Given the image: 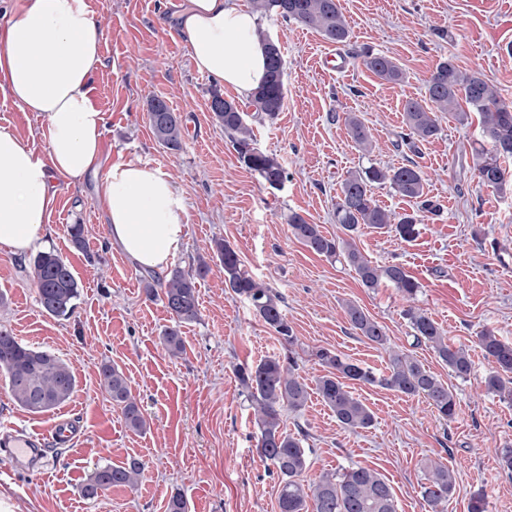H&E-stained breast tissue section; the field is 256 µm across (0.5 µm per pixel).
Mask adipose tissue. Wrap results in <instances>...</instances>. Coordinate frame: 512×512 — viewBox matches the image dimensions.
I'll return each instance as SVG.
<instances>
[{"label": "adipose tissue", "instance_id": "obj_1", "mask_svg": "<svg viewBox=\"0 0 512 512\" xmlns=\"http://www.w3.org/2000/svg\"><path fill=\"white\" fill-rule=\"evenodd\" d=\"M177 30L201 74L250 98L266 74L257 17L235 0H185ZM102 28L88 0H19L0 28V89L42 121L46 154L0 126V245L23 255L45 243L53 180L100 175L113 248L165 273L186 236V203L170 176L138 160L104 165V112L91 96Z\"/></svg>", "mask_w": 512, "mask_h": 512}]
</instances>
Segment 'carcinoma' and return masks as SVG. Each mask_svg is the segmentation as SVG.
<instances>
[{
	"label": "carcinoma",
	"instance_id": "carcinoma-1",
	"mask_svg": "<svg viewBox=\"0 0 512 512\" xmlns=\"http://www.w3.org/2000/svg\"><path fill=\"white\" fill-rule=\"evenodd\" d=\"M250 3L252 10L262 17L278 15L342 46L350 40V28L339 0H250ZM358 57L382 82L398 84L405 79L399 64L386 54L364 48ZM425 88L426 101L409 99L404 104L405 129L399 135V147L415 153L418 144L438 136L444 118L465 127L476 114L480 138L472 149V158L478 182L506 192L512 187V172L504 167L512 159V101L503 99L482 73L463 72L450 58L436 65ZM285 91L284 58L269 53L265 79L249 100L253 113L244 112L243 106L233 99L224 102V111L213 113L214 121L224 128V135L239 161L258 173L263 184L272 190L282 188L288 173L276 156L256 147L252 120L274 122L282 111ZM148 121L160 145L169 150L181 147L183 125L177 113L150 112ZM343 121L356 148L364 155L371 154L373 137L359 116L346 112ZM376 185H384L412 202L413 210L397 215L380 207L372 195ZM425 185L424 172L413 162L393 168L372 164L349 170L341 179L336 195L335 219L343 236L325 234L321 225L309 223L297 212L288 213V227L293 237L313 253L346 264L363 287L374 291L389 284L395 288L408 303L404 316L413 345L427 346L456 377L465 379L473 369L468 350L451 343L427 311L416 305L420 283L400 264L374 263L356 243L357 234L364 227L393 232L404 241L416 238L423 218L443 212L439 201L425 191ZM213 254L223 269L225 287L249 302L255 316L278 335L286 350L283 355L266 356L256 364L236 369L253 411L256 452L273 467L279 479L278 512H397L391 485L379 473L362 465L324 472L312 482H306L310 449L303 447V441L307 432L302 428L295 433L288 432L284 414L300 412L315 393L344 428L355 432L368 429L374 424V414L352 391L354 384H368L407 397H420L440 419L448 422L458 411L455 391L410 353L390 347L384 326L353 301L343 304L347 321L357 335L388 353L386 370L377 372L328 348H317L310 356L323 367L325 374L315 379L314 387H309L296 372L298 339L288 325L282 296L245 270L238 252L229 243L214 240ZM31 269L43 311L53 318L69 317L79 296L78 282L69 262L53 249L40 251L33 257ZM210 271L209 261L199 256L192 260L188 270L176 266L162 279L151 274L142 279L146 297L160 300L175 323L162 336V345L172 357H179L185 351L180 327L200 320L198 284ZM477 339L490 366L484 378L486 391L503 402H512V342L501 339L488 327ZM0 369L5 373V385L14 403L33 414L56 409L76 389L74 374L58 356L23 343L5 328H0ZM99 381L112 405L121 409L126 426L135 432L146 430L147 421L123 372L104 362L99 369ZM145 468V463L137 458L121 465H99L84 485L83 494L95 498L112 487L134 489ZM424 473L423 500L432 512H437L455 493V474L435 460L425 464Z\"/></svg>",
	"mask_w": 512,
	"mask_h": 512
}]
</instances>
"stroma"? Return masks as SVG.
Here are the masks:
<instances>
[{"mask_svg": "<svg viewBox=\"0 0 512 512\" xmlns=\"http://www.w3.org/2000/svg\"><path fill=\"white\" fill-rule=\"evenodd\" d=\"M181 2L160 9L155 0H89L103 30L92 89L106 115L103 154L112 163L137 159L160 169L184 196L187 231L176 264L212 257L214 239L230 243L245 269L281 294L306 382L323 373L310 356L319 346L385 369L387 353L358 336L345 318L342 304L351 300L385 326L391 345L411 349L460 398L456 419L447 423L424 400L359 385L355 391L375 422L354 433L311 397L300 413L284 416L289 432L301 427L309 434V477L360 464L392 486L398 512H431L421 497L423 467L431 459L456 476L446 512H467L470 495L479 490L489 512H512V476L497 462L499 450L512 446V404L485 392L486 362L476 345L486 327L512 342V193L479 183L470 151L478 126L442 122L438 137L414 156L396 146L405 101L424 97L427 77L444 58L460 70L481 72L512 101V0H340L351 29L343 49L351 63L342 73L322 65L336 44L276 16L260 19V29L281 41L287 71L277 120L254 127L258 148L288 172L279 190L266 188L239 161L212 120L214 81L197 72L188 41L174 27ZM365 47L393 57L405 82L383 83L367 71L357 57ZM156 97L181 115L180 150L153 137L147 112ZM342 112L356 113L371 130L375 162L398 167L415 160L430 195L444 206L442 217L420 224L413 241L365 228L357 244L372 261L402 264L420 282L418 305L471 355L468 379L456 378L427 346L414 345L394 288L368 291L347 266L308 250L288 230V214L295 211L327 234L339 232L333 217L339 183L362 163L338 118ZM0 126L44 153L35 113L2 94ZM97 183L94 176L79 186L59 182L49 217L47 246L67 258L80 288L69 319L42 312L29 256L0 246V293L7 298L0 326L55 353L77 382L59 410L32 414L10 400L0 377V431L41 432L61 415L79 426L73 445L52 448L47 467L25 471L0 455V502L13 512H166L178 491L187 512H277L278 477L256 454L252 410L236 369L282 353L279 338L225 288L215 269L200 282V321L180 328L184 355L169 357L160 336L172 320L161 301L147 299L143 268L108 245ZM71 224L84 226L86 250L72 245ZM105 361L122 370L141 404L149 420L143 432L126 427L101 388ZM132 457L146 464L137 488L83 496L94 467Z\"/></svg>", "mask_w": 512, "mask_h": 512, "instance_id": "1", "label": "stroma"}]
</instances>
